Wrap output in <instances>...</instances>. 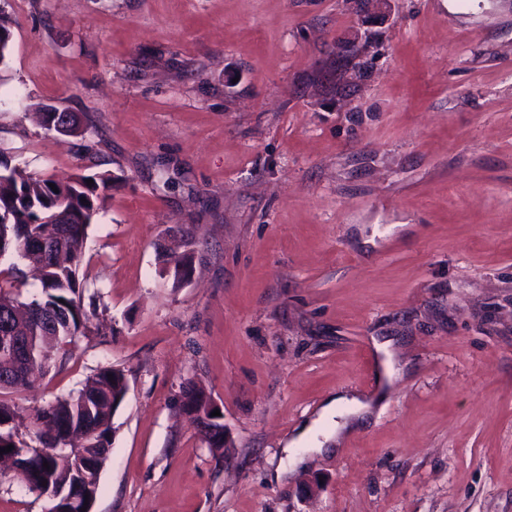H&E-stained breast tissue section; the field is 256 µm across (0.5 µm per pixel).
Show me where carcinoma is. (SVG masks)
Listing matches in <instances>:
<instances>
[{
    "label": "carcinoma",
    "instance_id": "carcinoma-1",
    "mask_svg": "<svg viewBox=\"0 0 512 512\" xmlns=\"http://www.w3.org/2000/svg\"><path fill=\"white\" fill-rule=\"evenodd\" d=\"M11 36L12 21L0 9V62L9 54ZM111 182L105 173L51 181L0 160V253L28 260L40 271L41 283V294L23 301L15 290L18 272L0 270V449L10 445V454L18 453L28 447L23 431H33L36 446L21 478L52 502L49 512H72L70 497L81 487L90 493L99 485L88 479L79 452L110 441L113 416L129 389L127 376L121 368H103L77 394L57 397L27 415L3 396L28 386L35 371L50 368V350L65 358L78 336L93 333L79 266L87 229ZM185 245L174 266L178 283L192 273L196 242L190 238ZM181 403L213 455H224L223 417L207 409L204 387L187 381Z\"/></svg>",
    "mask_w": 512,
    "mask_h": 512
}]
</instances>
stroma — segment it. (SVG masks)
<instances>
[{"label": "stroma", "mask_w": 512, "mask_h": 512, "mask_svg": "<svg viewBox=\"0 0 512 512\" xmlns=\"http://www.w3.org/2000/svg\"><path fill=\"white\" fill-rule=\"evenodd\" d=\"M0 8V153L114 178L80 265L100 331L11 396L124 369L92 512H512V0ZM186 230L179 283L161 253ZM190 379L226 457L181 411ZM345 392L369 415L294 464ZM50 507L0 469V512ZM344 406H350L354 408V413H360L363 410L367 408L366 405H364L358 398L354 396H348L347 394H339L336 395L335 398H332L327 405H325L321 413L319 415V418L313 422V424L306 429H303L296 439L293 440V442L300 441L309 435H313L316 437L317 431L316 429L318 426L324 422L329 421L330 423L334 424L335 434H336V442H337V436L339 431H341L344 427L347 426L346 422L341 423L339 420H337L334 417L340 418L342 414L340 413V409Z\"/></svg>", "instance_id": "1"}]
</instances>
